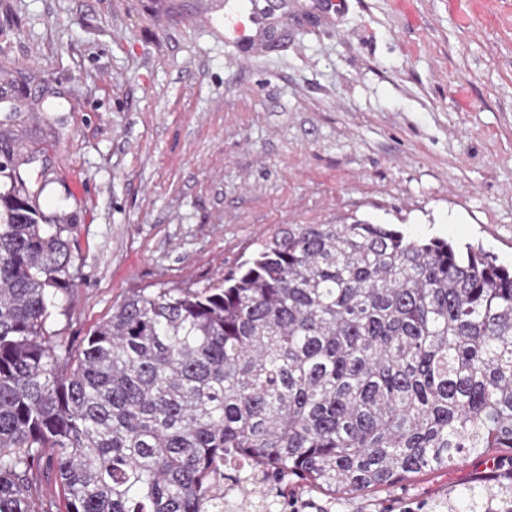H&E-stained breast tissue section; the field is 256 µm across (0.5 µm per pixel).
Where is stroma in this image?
Masks as SVG:
<instances>
[{
	"label": "stroma",
	"instance_id": "35a3bbf8",
	"mask_svg": "<svg viewBox=\"0 0 512 512\" xmlns=\"http://www.w3.org/2000/svg\"><path fill=\"white\" fill-rule=\"evenodd\" d=\"M0 0V156L75 260L51 328L203 287L283 224H390L512 268V0ZM512 460L471 455L363 494L290 480L307 512L461 507Z\"/></svg>",
	"mask_w": 512,
	"mask_h": 512
}]
</instances>
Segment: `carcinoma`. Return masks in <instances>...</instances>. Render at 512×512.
I'll list each match as a JSON object with an SVG mask.
<instances>
[{"label":"carcinoma","mask_w":512,"mask_h":512,"mask_svg":"<svg viewBox=\"0 0 512 512\" xmlns=\"http://www.w3.org/2000/svg\"><path fill=\"white\" fill-rule=\"evenodd\" d=\"M2 173L0 512H34L43 464L66 512H220L226 480L279 512L289 477L362 493L512 453V270L483 248L288 224L216 284L127 298L75 349L48 327L69 225Z\"/></svg>","instance_id":"1"}]
</instances>
